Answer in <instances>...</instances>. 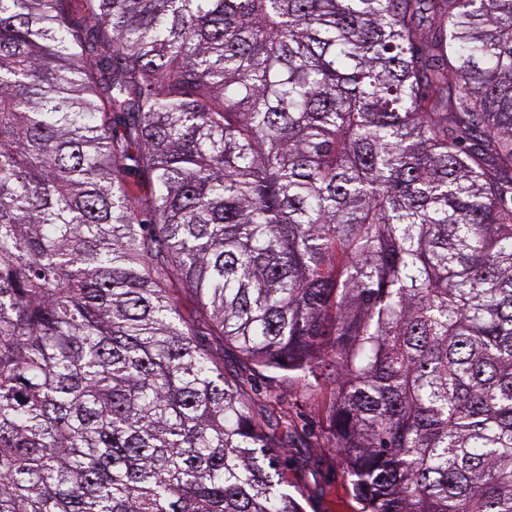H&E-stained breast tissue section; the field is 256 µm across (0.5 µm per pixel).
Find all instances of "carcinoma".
<instances>
[{
  "label": "carcinoma",
  "mask_w": 512,
  "mask_h": 512,
  "mask_svg": "<svg viewBox=\"0 0 512 512\" xmlns=\"http://www.w3.org/2000/svg\"><path fill=\"white\" fill-rule=\"evenodd\" d=\"M214 342L512 512V0H0V512H302Z\"/></svg>",
  "instance_id": "carcinoma-1"
}]
</instances>
